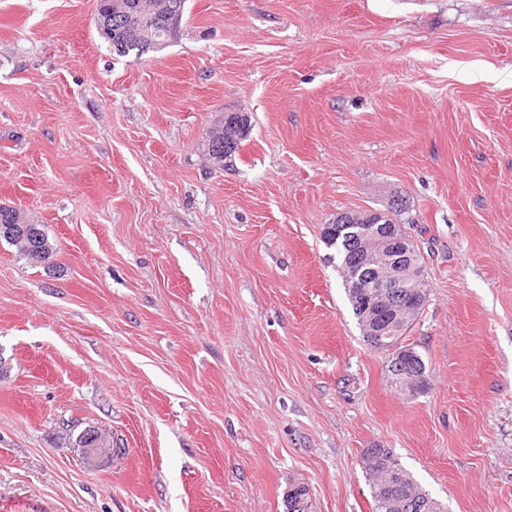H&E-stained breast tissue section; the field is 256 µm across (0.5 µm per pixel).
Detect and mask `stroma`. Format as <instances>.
I'll return each instance as SVG.
<instances>
[{
	"label": "stroma",
	"instance_id": "obj_1",
	"mask_svg": "<svg viewBox=\"0 0 512 512\" xmlns=\"http://www.w3.org/2000/svg\"><path fill=\"white\" fill-rule=\"evenodd\" d=\"M95 10L0 0V206L55 249L0 241V512H374L368 448L512 512V0H186L140 56ZM362 210L423 256L415 395L321 239ZM249 119L241 113H231L224 118V123L212 132L208 144L209 157L216 163L231 159L241 142L246 138ZM23 218L14 208L0 206V226L11 225L15 229L11 237L0 235V239L16 245L20 255L32 265L45 263L53 257L55 249L49 243L43 225L26 224ZM98 428L94 426H89L85 428L76 438V445L78 448H83L85 452L91 456L98 457L100 459L106 458L109 456V453L106 448H97L94 445L89 448H85L86 446L99 441L101 445H105L108 447H112L110 444V440L106 436H104Z\"/></svg>",
	"mask_w": 512,
	"mask_h": 512
}]
</instances>
